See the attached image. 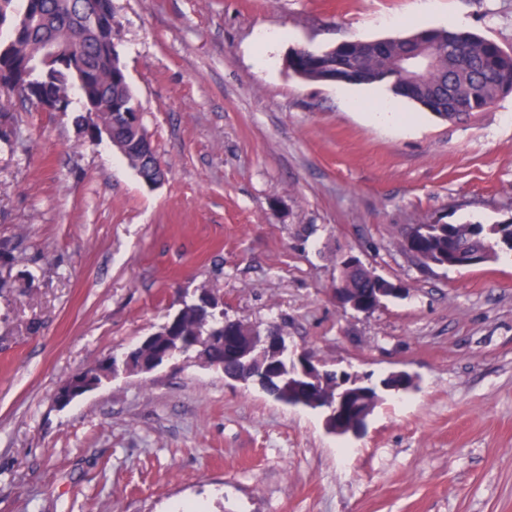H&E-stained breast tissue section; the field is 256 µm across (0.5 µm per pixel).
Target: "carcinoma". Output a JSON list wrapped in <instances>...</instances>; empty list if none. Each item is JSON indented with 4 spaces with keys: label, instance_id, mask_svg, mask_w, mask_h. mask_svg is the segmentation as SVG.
Returning <instances> with one entry per match:
<instances>
[{
    "label": "carcinoma",
    "instance_id": "obj_1",
    "mask_svg": "<svg viewBox=\"0 0 512 512\" xmlns=\"http://www.w3.org/2000/svg\"><path fill=\"white\" fill-rule=\"evenodd\" d=\"M112 9V0H33L30 12H18L7 41L0 43V98L15 97L23 102L42 93L56 103L71 99L72 93L90 102L124 149V158L149 184H157L164 171L139 116V106L129 84L119 51L108 52L103 44L112 41V30H98L93 17L100 7ZM427 42L439 49L440 64L421 80L397 73L402 59ZM371 55L362 54L360 43L349 40L328 50L303 49L288 57V69L296 76L319 82L336 72L341 58L351 73L347 84L386 81L395 95L410 99L448 118L457 113L481 112L498 98L512 92V50L480 34L438 27L412 32V37L376 40ZM419 236L431 252L448 250V236L468 241L472 224H418ZM247 329L239 320L220 316L204 305L185 304L177 318L168 320L154 339L144 343L139 354L150 357L167 343L186 346L185 354L216 360L224 375L237 373V364L224 348L225 325ZM276 364L288 360L266 355L253 360L251 374L262 389L276 400L288 403L278 383L267 377Z\"/></svg>",
    "mask_w": 512,
    "mask_h": 512
}]
</instances>
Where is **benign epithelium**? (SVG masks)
<instances>
[{
  "label": "benign epithelium",
  "mask_w": 512,
  "mask_h": 512,
  "mask_svg": "<svg viewBox=\"0 0 512 512\" xmlns=\"http://www.w3.org/2000/svg\"><path fill=\"white\" fill-rule=\"evenodd\" d=\"M403 65L409 71L420 76L433 67L434 59L427 50L423 49L413 56L404 58ZM405 254L421 266L447 267L450 265L460 268L467 265L479 266L490 261L495 258V249L488 247L478 253H464L450 246L448 247V257L438 260L418 246L417 234L410 229L407 232ZM355 271L367 272L369 277L381 283L387 282V279L363 265L354 256H346L341 259L339 276L336 281L337 288L334 289L337 302L342 307H348L357 313L369 314L377 309V305L351 297L350 289L346 288L351 273ZM235 344V357L245 367L249 366L250 358L256 352L260 354L274 352L279 356L288 354L285 338L273 328L264 333L255 329L250 336L235 341ZM179 355H181V349L171 347L159 352L155 358L149 361L141 360L136 363L133 360V355L129 354L120 365L117 364V361H112L109 374L114 376L121 369L150 372ZM321 374H323V370L319 368L314 357L304 351L300 352L297 359L288 364V377L282 380V387L288 391V402H294V398L303 392L313 391V384L317 383V377ZM81 376L82 372L80 371L73 374L58 388L55 400L59 405L64 407L88 392L87 385L81 381ZM412 383L413 377L404 370L390 373L381 380L378 387L364 383L357 376L343 373L336 377L335 396L332 398L314 397L309 400V407L321 408L325 411V425L328 430L337 434H356L364 428L366 419L374 411L373 401L380 397V390L406 389Z\"/></svg>",
  "instance_id": "benign-epithelium-1"
}]
</instances>
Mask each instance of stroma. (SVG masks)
Returning a JSON list of instances; mask_svg holds the SVG:
<instances>
[{
	"label": "stroma",
	"mask_w": 512,
	"mask_h": 512,
	"mask_svg": "<svg viewBox=\"0 0 512 512\" xmlns=\"http://www.w3.org/2000/svg\"><path fill=\"white\" fill-rule=\"evenodd\" d=\"M112 37L165 170L147 185L73 112L0 100V512H512V252L408 259L413 224L512 220V93L448 121L383 83L308 82L298 49L454 27L512 48V0H112ZM392 101L412 125L372 123ZM352 253L408 288L368 316L332 290ZM333 369L414 389L362 436L180 358L103 381L200 285ZM83 370L73 374L57 390L55 400L60 406H67L76 398L88 392L87 385L81 381Z\"/></svg>",
	"instance_id": "stroma-1"
}]
</instances>
